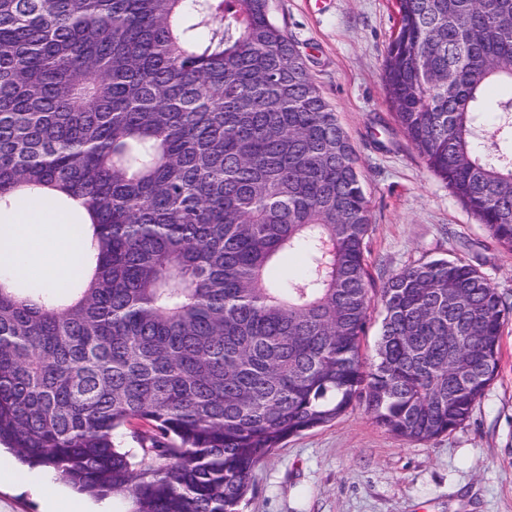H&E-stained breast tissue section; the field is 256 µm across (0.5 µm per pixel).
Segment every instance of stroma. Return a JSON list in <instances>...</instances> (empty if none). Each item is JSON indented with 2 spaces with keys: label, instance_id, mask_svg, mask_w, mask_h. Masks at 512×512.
I'll list each match as a JSON object with an SVG mask.
<instances>
[{
  "label": "stroma",
  "instance_id": "1",
  "mask_svg": "<svg viewBox=\"0 0 512 512\" xmlns=\"http://www.w3.org/2000/svg\"><path fill=\"white\" fill-rule=\"evenodd\" d=\"M271 11L358 150L376 283L411 264L462 257L512 302V252L426 170L393 118L383 61L398 29L394 0H271ZM239 510L512 512V320L499 375L464 424L410 442L353 407L257 466Z\"/></svg>",
  "mask_w": 512,
  "mask_h": 512
}]
</instances>
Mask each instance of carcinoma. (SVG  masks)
<instances>
[{
	"mask_svg": "<svg viewBox=\"0 0 512 512\" xmlns=\"http://www.w3.org/2000/svg\"><path fill=\"white\" fill-rule=\"evenodd\" d=\"M269 2L0 0V215L68 198L92 227L89 278L0 277V443L126 512H238L259 463L357 405L433 440L498 374L512 304L461 258L382 284L362 362L360 157ZM396 7L395 121L512 252V94L485 100L512 88V0ZM374 313L369 325L367 335L362 347V355L365 361H370L375 355V348L381 329V302L379 296L374 297Z\"/></svg>",
	"mask_w": 512,
	"mask_h": 512,
	"instance_id": "1",
	"label": "carcinoma"
}]
</instances>
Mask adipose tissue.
Returning <instances> with one entry per match:
<instances>
[{
  "mask_svg": "<svg viewBox=\"0 0 512 512\" xmlns=\"http://www.w3.org/2000/svg\"><path fill=\"white\" fill-rule=\"evenodd\" d=\"M79 202L69 212L20 201L0 227V275L17 273L41 287L56 288L81 276L83 245L68 228L72 216L83 215Z\"/></svg>",
  "mask_w": 512,
  "mask_h": 512,
  "instance_id": "obj_1",
  "label": "adipose tissue"
}]
</instances>
